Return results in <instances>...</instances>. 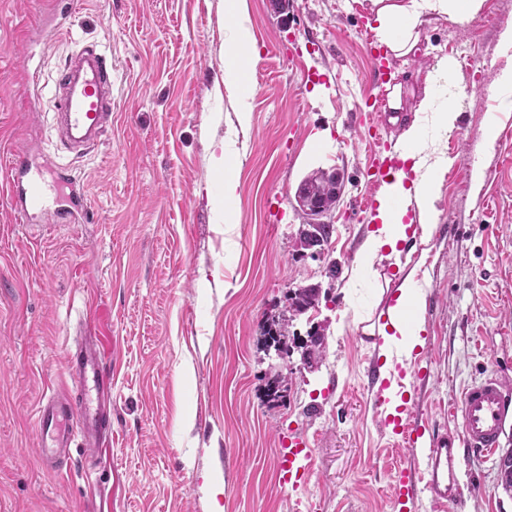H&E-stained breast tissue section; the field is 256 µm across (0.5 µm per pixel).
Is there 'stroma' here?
Segmentation results:
<instances>
[{
    "label": "stroma",
    "mask_w": 512,
    "mask_h": 512,
    "mask_svg": "<svg viewBox=\"0 0 512 512\" xmlns=\"http://www.w3.org/2000/svg\"><path fill=\"white\" fill-rule=\"evenodd\" d=\"M71 2V30L47 41L50 0H0V168L23 142L54 153V80L68 54L93 45L112 60V126L72 162L95 222L21 223L0 189V512H395L407 452L375 416L366 369L381 347L363 335L407 273L421 285L414 353L430 427L453 428L449 411L471 382L495 373L512 386V114L493 145L482 138L498 109L491 86L506 63L498 40L512 0H483L461 23L436 17L417 53H386L408 123L426 125L417 106L440 59L455 60L468 93L440 143L448 165L436 224L446 236L422 238L412 223L370 281L356 277L374 229L356 217L373 191L362 122L376 36L369 0H246L245 127L224 84V0ZM31 67L42 87L35 110L24 94ZM227 143L239 183L230 224L212 166ZM317 169L343 180L324 260L297 246V189ZM316 283L318 308L291 322L278 354L269 334L291 291ZM88 305L112 342V446L92 462L72 446L50 468L37 458L35 411L65 378ZM321 325L326 352L310 371L301 358ZM282 367L284 397L273 402ZM292 439L311 450L297 491L277 467ZM510 452L512 418L497 456L470 457L463 501L419 512H512L500 465ZM209 475L224 484L219 498Z\"/></svg>",
    "instance_id": "1"
}]
</instances>
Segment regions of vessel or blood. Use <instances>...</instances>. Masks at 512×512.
<instances>
[{"label": "vessel or blood", "mask_w": 512, "mask_h": 512, "mask_svg": "<svg viewBox=\"0 0 512 512\" xmlns=\"http://www.w3.org/2000/svg\"><path fill=\"white\" fill-rule=\"evenodd\" d=\"M371 92L364 106L371 114L368 126L373 140L370 182L381 185L397 170L400 144L385 134L380 123L391 90L386 79L384 57L373 50ZM55 121L58 140L66 150L81 152L94 148L112 125V61L90 49L72 56L55 78ZM28 147L19 148L6 173L9 202L26 224H74L89 212L84 183L69 163L48 157L40 165L30 163ZM100 339L86 338L66 356L70 388L44 396L37 411L41 434L39 456L53 464L72 443H80L88 455L99 454L112 440V377L103 361ZM402 364L391 368L371 366L369 388L374 402L382 408L383 389L391 382H403ZM417 387L407 392L409 404L397 414L384 412L381 423L402 447L410 460L398 472L395 503L402 512H416L423 500L453 506L460 499L461 476L470 455H495L502 446L505 420L512 411L508 395L496 376L472 383L461 393L456 415L457 429L443 433L430 431L428 421L418 413L414 400ZM283 484L300 488L310 473V452L305 442L295 440L277 451Z\"/></svg>", "instance_id": "1"}]
</instances>
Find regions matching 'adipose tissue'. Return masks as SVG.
<instances>
[{
  "mask_svg": "<svg viewBox=\"0 0 512 512\" xmlns=\"http://www.w3.org/2000/svg\"><path fill=\"white\" fill-rule=\"evenodd\" d=\"M482 0H370L380 43L399 56L409 55L420 41L421 28L429 13L439 12L454 21L474 16ZM225 26L231 33V45L224 54V82L234 86L241 100L238 112L240 125H248L250 111L246 104L250 90L244 81L252 47V33L248 24L246 0H224ZM456 64L453 60L442 61L434 75L426 97L420 101L419 111L429 113V125L422 128L410 125L403 134L402 160L412 161L420 177L417 183L404 185L402 179L386 184L377 198V218L380 225L363 244L366 256H376L383 248L396 247L407 237L408 226L404 219L409 205H416L421 217V232L430 235L436 215L438 173L447 161L438 157L428 158L427 142L446 136L455 128L458 114L448 100L450 79ZM421 287L413 274H406L395 302L386 310L385 322L380 334L385 342L383 353H390L399 346L412 350L420 342L422 325L419 321Z\"/></svg>",
  "mask_w": 512,
  "mask_h": 512,
  "instance_id": "obj_1",
  "label": "adipose tissue"
}]
</instances>
